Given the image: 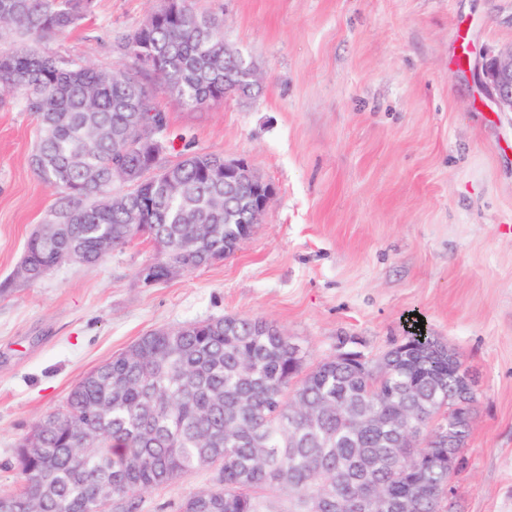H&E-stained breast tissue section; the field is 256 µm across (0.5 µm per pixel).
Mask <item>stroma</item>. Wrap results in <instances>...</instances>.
<instances>
[{
  "instance_id": "35a3bbf8",
  "label": "stroma",
  "mask_w": 512,
  "mask_h": 512,
  "mask_svg": "<svg viewBox=\"0 0 512 512\" xmlns=\"http://www.w3.org/2000/svg\"><path fill=\"white\" fill-rule=\"evenodd\" d=\"M152 0H96L76 30L34 42L104 70ZM260 77L252 96L191 109L166 89L162 140L245 159L275 194L231 256L147 286L137 238L93 266L13 274L59 194L29 163L35 116L0 104V491L19 439L88 372L157 328L227 314L275 323L315 363L375 359L415 323L453 348L477 404L459 512H512V113L482 68L512 44V0H197ZM201 469L144 495L176 512Z\"/></svg>"
}]
</instances>
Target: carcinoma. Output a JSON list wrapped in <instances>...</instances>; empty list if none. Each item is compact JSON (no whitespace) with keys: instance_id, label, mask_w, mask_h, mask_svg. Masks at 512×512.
Listing matches in <instances>:
<instances>
[{"instance_id":"cac0c4a2","label":"carcinoma","mask_w":512,"mask_h":512,"mask_svg":"<svg viewBox=\"0 0 512 512\" xmlns=\"http://www.w3.org/2000/svg\"><path fill=\"white\" fill-rule=\"evenodd\" d=\"M95 0H0V103L20 100L37 117L30 164L63 198L32 234L23 283L39 280L73 250L94 265L135 238L158 251L153 276L193 272L234 254L251 233L224 198L223 156L188 152L170 161L167 125L144 72L189 108L246 94L250 66L224 44V20L195 0H165L113 48L131 68L107 71L35 51L32 40L64 34L94 12ZM140 183L116 193V170ZM437 342L413 333L387 351L378 374L328 357L310 366L276 326L226 315L158 329L87 373L63 409L34 423L16 448L15 491L0 512H138L142 496L201 468L212 485L177 512H438L448 456L461 448H402L438 416L457 417L455 371ZM403 410L395 424L390 412Z\"/></svg>"}]
</instances>
